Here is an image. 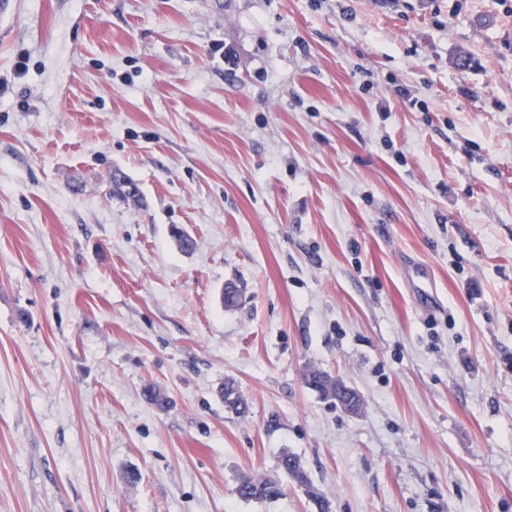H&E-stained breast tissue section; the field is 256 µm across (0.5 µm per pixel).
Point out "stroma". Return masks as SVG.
Masks as SVG:
<instances>
[{"label":"stroma","mask_w":512,"mask_h":512,"mask_svg":"<svg viewBox=\"0 0 512 512\" xmlns=\"http://www.w3.org/2000/svg\"><path fill=\"white\" fill-rule=\"evenodd\" d=\"M13 2L0 512H512V0ZM320 378L327 380L331 384V389L336 390V397H332V390L330 394L323 393L327 398L336 400L349 414H356L361 409L363 401L360 394L344 383L341 378H335L325 373H322ZM342 398L345 400L343 404H341ZM294 458H298V456L288 453L284 454L280 459V469L291 481L306 490L309 496L316 502L319 512H327V510H323V508H327L329 503L323 496L316 492L301 460L298 458L301 462V466L299 468L289 466V462ZM237 494L244 500H272L281 495V485L274 479H254L242 477Z\"/></svg>","instance_id":"obj_1"}]
</instances>
